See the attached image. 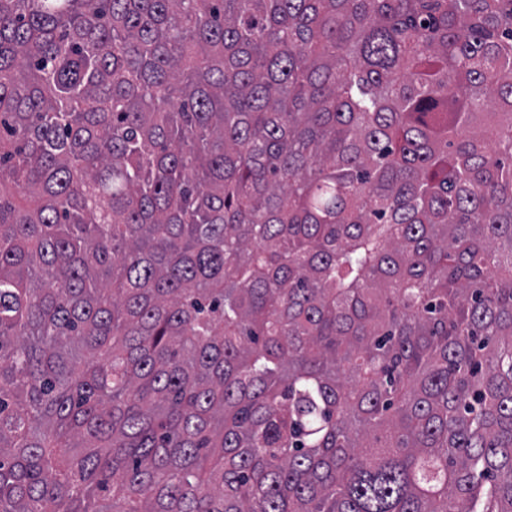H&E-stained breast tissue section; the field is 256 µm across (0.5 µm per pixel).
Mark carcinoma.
<instances>
[{"label": "carcinoma", "mask_w": 512, "mask_h": 512, "mask_svg": "<svg viewBox=\"0 0 512 512\" xmlns=\"http://www.w3.org/2000/svg\"><path fill=\"white\" fill-rule=\"evenodd\" d=\"M0 512H512V0H0Z\"/></svg>", "instance_id": "cac0c4a2"}]
</instances>
